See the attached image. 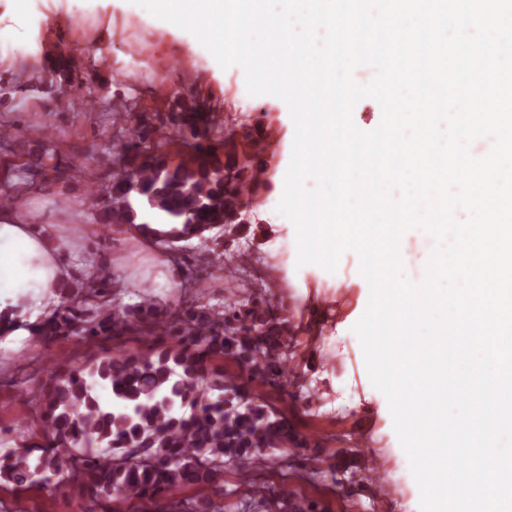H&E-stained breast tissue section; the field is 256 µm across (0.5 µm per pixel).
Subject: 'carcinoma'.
I'll return each instance as SVG.
<instances>
[{
	"mask_svg": "<svg viewBox=\"0 0 512 512\" xmlns=\"http://www.w3.org/2000/svg\"><path fill=\"white\" fill-rule=\"evenodd\" d=\"M197 139L174 167L154 158L137 166L126 155L142 140H130L115 156L112 186H95L91 209H101L103 231L127 224L142 236L173 245L202 238L220 226L228 239L245 231L239 208L267 184L262 171L238 165L230 153L233 136L224 137L226 162L208 144L212 121L203 112L183 117ZM148 213L158 229L137 222ZM105 270L61 289L60 303L39 331L43 338L76 336L96 342L128 333L153 335L146 354L118 347L93 356L78 369L49 370L45 387L31 399L42 411V444H19L0 456V483L24 493L40 485L53 494L86 496L118 512L125 502L153 503L174 489L190 487L186 502L171 500L163 512H217L207 495L236 462L247 475L290 447L302 446L288 417L265 393L288 387L289 319L260 295L242 303L211 306L200 300L170 320L152 291L122 305ZM236 365L224 371V362ZM112 392L103 407L96 387ZM268 512H316L283 492Z\"/></svg>",
	"mask_w": 512,
	"mask_h": 512,
	"instance_id": "cac0c4a2",
	"label": "carcinoma"
}]
</instances>
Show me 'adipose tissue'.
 Masks as SVG:
<instances>
[{
	"label": "adipose tissue",
	"instance_id": "adipose-tissue-1",
	"mask_svg": "<svg viewBox=\"0 0 512 512\" xmlns=\"http://www.w3.org/2000/svg\"><path fill=\"white\" fill-rule=\"evenodd\" d=\"M70 255L48 228L19 223L10 210H0V328L6 335H36L59 304L62 285L100 263L90 255L78 265Z\"/></svg>",
	"mask_w": 512,
	"mask_h": 512
}]
</instances>
